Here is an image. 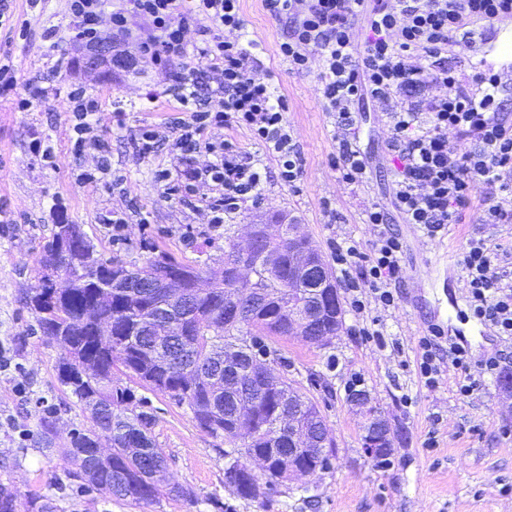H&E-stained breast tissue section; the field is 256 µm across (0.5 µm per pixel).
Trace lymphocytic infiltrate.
Listing matches in <instances>:
<instances>
[{
    "instance_id": "1",
    "label": "lymphocytic infiltrate",
    "mask_w": 512,
    "mask_h": 512,
    "mask_svg": "<svg viewBox=\"0 0 512 512\" xmlns=\"http://www.w3.org/2000/svg\"><path fill=\"white\" fill-rule=\"evenodd\" d=\"M68 27H44L49 50L76 42L94 47L111 40L114 47L134 49L143 60L170 67L181 87L178 102L183 118L166 140L156 124L143 123L133 138L137 155L154 156L160 147L170 154L206 152V164L180 172L157 170L183 202L207 191L209 223L220 227L242 202L259 199V171L231 137L242 129L274 158L281 181L296 186L302 174L301 154L286 129L285 96L275 94L273 73L264 68L258 41L243 40L246 23L241 0H65ZM267 14L288 26L278 53L291 70L303 72L312 58L322 62L320 97L336 116V170L349 185H362L370 172L363 150L351 134L353 109L366 99L391 104L388 148L399 159L393 182L396 208L407 224L436 235L448 225L464 223L471 208L475 181L498 187L512 198V125L503 109L512 85L502 73L475 71L472 85L458 82L447 53L457 42L476 43L493 24L512 18V0H262ZM366 33L364 47L352 41L354 24ZM202 40H187L190 28ZM212 75L215 88L207 104L198 100V77ZM444 87L431 97L430 85ZM15 94V109L31 111L45 102L38 81L18 87L9 55L0 56V94ZM69 144L80 155L97 151L94 168L81 174L83 183H98L112 173L109 151L94 133L97 103L82 88L65 101ZM457 141H449V131ZM475 208V207H472ZM476 210L481 224H511L512 208L495 199ZM377 238L370 252L353 243L337 245L333 260L339 268L351 306L365 315L370 304L392 305L390 289L399 278L401 237L391 231L383 207L365 212ZM494 252L485 239L468 243L464 270L470 310L498 335L512 337V270L493 264Z\"/></svg>"
}]
</instances>
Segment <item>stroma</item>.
<instances>
[{
    "instance_id": "stroma-1",
    "label": "stroma",
    "mask_w": 512,
    "mask_h": 512,
    "mask_svg": "<svg viewBox=\"0 0 512 512\" xmlns=\"http://www.w3.org/2000/svg\"><path fill=\"white\" fill-rule=\"evenodd\" d=\"M10 5L14 23L31 21L32 35L10 41L0 29V53H10L21 81L39 79L47 91L45 106L29 112L15 111L11 98L0 97V346L13 362L0 370V481L16 489L18 512H28L31 498L42 495L56 496L59 512H512V395L503 392L500 378L476 372L473 394L461 396L454 369L443 368L433 387L416 370L419 340L431 324L450 336L466 330L474 360L512 353V339L472 331L463 269L470 239L510 247L512 224H480L471 214L433 238L414 225L395 223L404 239L401 277L391 285L395 302L370 312L384 341L362 336V319L349 307L341 333L328 347L280 341L289 380L317 403L336 444L330 471L266 497L240 498L224 482L223 441L198 428L187 408L147 390L143 396L155 416L153 436L168 457L169 479L188 489L189 498L164 495L152 504L132 505L97 493L57 497L56 479L73 468L69 432L87 419L68 403L57 380L58 350L35 333L25 305L26 290L40 276L41 246L56 230L54 203L64 206L98 253L127 263L167 254L189 264L223 266L224 248L239 227L272 212L294 217L328 258L339 242L371 250L377 229L365 223L364 214L376 204L393 209L394 162L387 148L388 107L371 101L359 115L371 178L360 186L339 179L333 166L336 118L320 100L319 59L306 72L290 71L278 54L285 24L272 19L261 0H241L249 35L260 41L261 59L288 99L285 119L301 151L303 173L296 187L284 185L274 159L247 132L235 131L243 151L261 161L262 196L241 203L223 227L212 229L204 199L185 205L154 177L157 165L181 170L205 163L206 154L177 158L162 150L144 159L133 149L140 125H162L180 115V90L168 68L140 63L130 71L103 67L90 73L78 63L82 46L68 44L63 53L70 67L57 71L36 18L68 25L64 0H42L37 11L28 0ZM74 86L97 99L95 130L110 150L114 177L95 186L79 179L93 166V155H74L68 142L63 102ZM37 139L54 146V166L34 152ZM116 210L128 214L118 237L108 227ZM355 376L390 421L393 452L387 467L364 453V420L349 400ZM53 407L58 433L47 455L39 444L40 418Z\"/></svg>"
}]
</instances>
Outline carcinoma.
Listing matches in <instances>:
<instances>
[{"label":"carcinoma","instance_id":"obj_1","mask_svg":"<svg viewBox=\"0 0 512 512\" xmlns=\"http://www.w3.org/2000/svg\"><path fill=\"white\" fill-rule=\"evenodd\" d=\"M79 239L69 248V279L55 288L40 276L26 295L27 308L43 335L59 350L57 379L72 403L89 412V424L70 433L69 457L83 480L82 490H96L131 503H152L161 494L188 497L175 484L159 482L167 458L152 436L153 414L132 388L112 378V367L120 363L122 374L140 386L161 392L189 410L196 425L224 441L241 456L253 448L266 451L268 442L260 428L270 426L279 406L275 390L259 404L246 395L248 378L242 370L252 357L279 356L278 339L285 315L278 311L259 328L224 319V271L208 265H190L167 258L170 268L191 269L204 278L209 288L188 301L182 295L142 286L155 258L128 266L106 259L72 225ZM58 238L42 246L41 267L57 261ZM118 270H113V264ZM123 281L113 283L116 272ZM255 287L288 297V269L271 271L259 263ZM112 322V339L97 336L98 322ZM249 335L247 347L237 337ZM233 355L239 368L234 384L221 376L207 380L199 370L224 356ZM112 434V446L103 456L94 455L100 434ZM260 476L248 474L234 487L237 495L254 499L261 495Z\"/></svg>","mask_w":512,"mask_h":512}]
</instances>
